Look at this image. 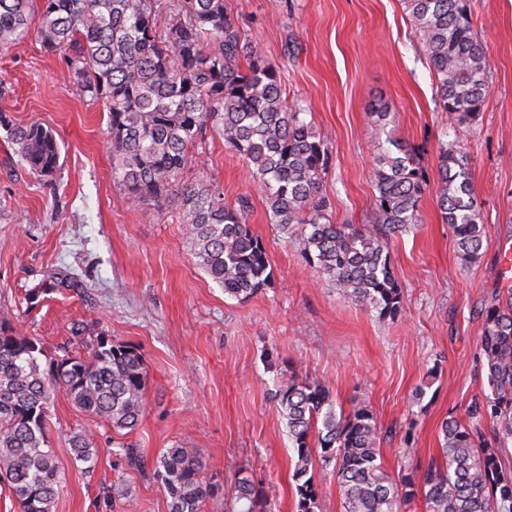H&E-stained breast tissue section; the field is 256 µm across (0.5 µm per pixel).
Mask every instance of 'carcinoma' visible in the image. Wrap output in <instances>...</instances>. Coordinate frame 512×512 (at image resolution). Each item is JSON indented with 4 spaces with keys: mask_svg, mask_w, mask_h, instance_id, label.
<instances>
[{
    "mask_svg": "<svg viewBox=\"0 0 512 512\" xmlns=\"http://www.w3.org/2000/svg\"><path fill=\"white\" fill-rule=\"evenodd\" d=\"M0 0V51L30 34V4ZM405 10L435 77L448 122L476 120L488 94L486 51L473 27L470 0H404ZM44 48L60 52L85 94L107 112L112 179L133 206L176 205L198 267L224 294L247 300L271 278L266 247L251 230L247 206L230 208L224 192L201 176L199 148L208 130L224 138L264 193L270 223L297 234L307 263L324 281L383 320L403 311L388 238L418 222L427 180L413 154L397 141L378 145L377 196L369 224H334L324 184V141L283 97L279 70L251 45L224 0H43L36 31ZM247 60L241 67L240 60ZM18 162L46 180L59 167L56 133L38 122L9 129ZM438 206L464 264L483 247L481 206L466 157L444 148ZM480 349L489 392L472 402L467 427L442 421L443 443L417 475L394 478L380 459L378 423L366 406L336 410L324 383L292 373L274 393L297 453L296 512H315L317 486L309 472L333 467L343 512H512V471L496 449L512 441V290L485 309ZM41 342L0 319V484L22 512H52L63 473L47 439L48 413L64 393L80 411L133 431L144 412L147 370L141 353L99 336L87 356L69 352L42 364ZM492 423L491 438L477 425ZM317 432V447L310 446ZM85 470L97 448L85 433L71 439ZM127 465L160 478L170 512H201L214 494L202 459L167 448L148 461L123 448ZM234 512H266L267 501L248 478L231 488Z\"/></svg>",
    "mask_w": 512,
    "mask_h": 512,
    "instance_id": "obj_1",
    "label": "carcinoma"
}]
</instances>
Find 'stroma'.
<instances>
[{
    "label": "stroma",
    "instance_id": "stroma-1",
    "mask_svg": "<svg viewBox=\"0 0 512 512\" xmlns=\"http://www.w3.org/2000/svg\"><path fill=\"white\" fill-rule=\"evenodd\" d=\"M224 2L326 144L333 223L367 224L379 143L390 137L412 150L429 188L419 224L388 241L402 315L379 319L325 283L299 239L270 224L244 162L211 131L203 176L229 207L246 205L272 271L250 299L225 295L198 268L175 206L128 204L112 180L106 112L61 56L29 35L0 54V79L11 88L0 112L8 127L38 121L55 130L61 158L52 180H40L19 164L0 126V317L40 339L44 361L84 352L104 334L141 352L148 371L143 421L132 432L58 396L48 441L64 487L53 512H125L129 501L134 512H169L161 481L128 466L129 444L150 459L175 445L196 451L215 487L202 512H227L241 472L270 512H295L296 454L273 398L294 372L323 382L338 407L367 406L393 475L438 456L442 420L467 421L469 404L488 389L482 313L503 286L499 242L512 238V0H473L489 92L479 117L463 126L439 107L402 0ZM383 105L393 117L385 127L375 117ZM446 147L468 159L485 226L481 257L467 266L436 200ZM59 271L73 273L71 287H54ZM420 385L426 394L418 400ZM77 432L94 438L93 472L72 458Z\"/></svg>",
    "mask_w": 512,
    "mask_h": 512
}]
</instances>
